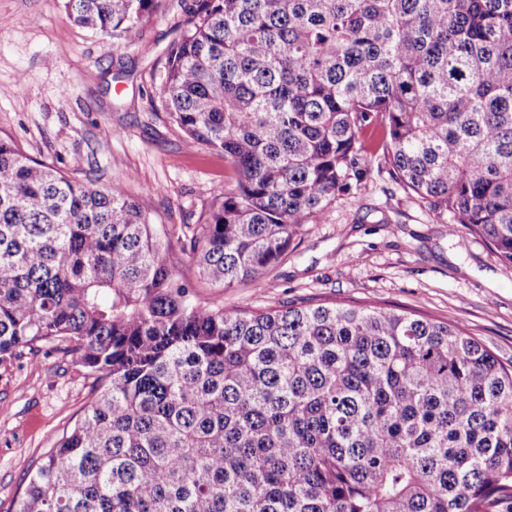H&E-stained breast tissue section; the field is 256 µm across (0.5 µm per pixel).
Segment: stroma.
<instances>
[{
	"mask_svg": "<svg viewBox=\"0 0 512 512\" xmlns=\"http://www.w3.org/2000/svg\"><path fill=\"white\" fill-rule=\"evenodd\" d=\"M197 2L160 0L107 38L69 19L64 0H0V135L72 179L123 183L200 301L396 307L459 325L512 363V267L467 230L449 236L383 166L307 225L270 272L230 288L200 277L179 236L207 221L231 172L168 120L158 96L168 50ZM91 383L59 352L0 364V512H14L41 455L82 416Z\"/></svg>",
	"mask_w": 512,
	"mask_h": 512,
	"instance_id": "stroma-1",
	"label": "stroma"
}]
</instances>
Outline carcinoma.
<instances>
[{"label":"carcinoma","mask_w":512,"mask_h":512,"mask_svg":"<svg viewBox=\"0 0 512 512\" xmlns=\"http://www.w3.org/2000/svg\"><path fill=\"white\" fill-rule=\"evenodd\" d=\"M158 0H66L115 37ZM233 184L184 235L204 280L272 270L391 177L512 265V0H198L158 88ZM51 345L96 392L16 512H504L512 365L458 326L350 304L193 301L150 217L0 136V364Z\"/></svg>","instance_id":"obj_1"}]
</instances>
